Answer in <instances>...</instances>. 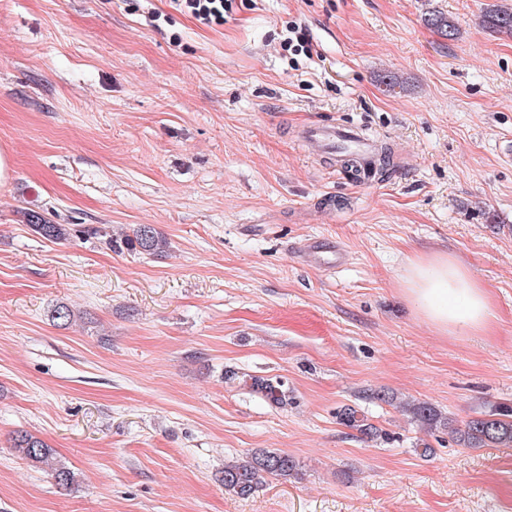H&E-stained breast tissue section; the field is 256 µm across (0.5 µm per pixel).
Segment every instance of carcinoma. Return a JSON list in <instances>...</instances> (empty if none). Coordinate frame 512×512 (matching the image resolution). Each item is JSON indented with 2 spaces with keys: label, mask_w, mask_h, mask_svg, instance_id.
I'll use <instances>...</instances> for the list:
<instances>
[{
  "label": "carcinoma",
  "mask_w": 512,
  "mask_h": 512,
  "mask_svg": "<svg viewBox=\"0 0 512 512\" xmlns=\"http://www.w3.org/2000/svg\"><path fill=\"white\" fill-rule=\"evenodd\" d=\"M422 21L428 29L444 39L453 40L460 34L455 20L440 10H428ZM482 24L494 33L512 36V6L492 5L484 14ZM28 222L36 234L51 242L65 240L69 235L66 224H55L33 214L29 215ZM93 234L103 238L112 249L125 250L134 255L160 256L170 247L168 240L150 224H140L132 233L119 238L104 227L94 229ZM251 389L271 405L282 406L286 403L285 383L278 378L253 377ZM402 409L429 429L438 426L448 429V434L466 448L512 447L511 401L496 403L478 412L461 426L443 417L428 401L404 403ZM339 417L344 425L362 436L372 439L382 437L383 430L370 423L365 412L358 406H345L340 410ZM13 448L33 466L50 472L58 486L66 488L74 484L75 473L60 463L54 456V450L38 437L20 433L13 440ZM297 467L295 458L284 451L259 449L245 457L225 462L221 482L226 493L248 499L263 486L266 478L274 476L286 480L296 473Z\"/></svg>",
  "instance_id": "1"
}]
</instances>
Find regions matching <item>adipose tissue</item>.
I'll return each mask as SVG.
<instances>
[{
	"label": "adipose tissue",
	"mask_w": 512,
	"mask_h": 512,
	"mask_svg": "<svg viewBox=\"0 0 512 512\" xmlns=\"http://www.w3.org/2000/svg\"><path fill=\"white\" fill-rule=\"evenodd\" d=\"M403 291L416 315L440 333L484 331L491 322L487 289L451 255L438 252L413 260Z\"/></svg>",
	"instance_id": "adipose-tissue-1"
}]
</instances>
